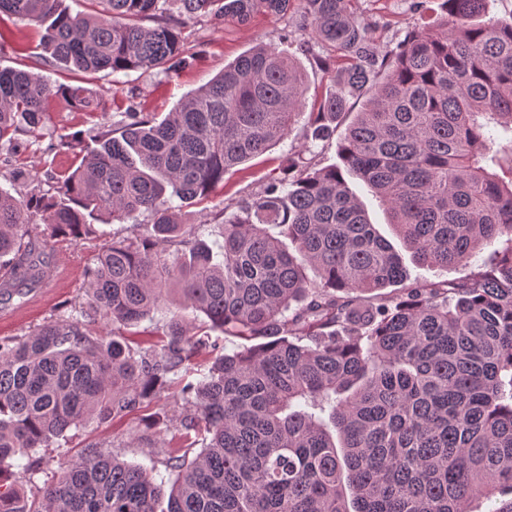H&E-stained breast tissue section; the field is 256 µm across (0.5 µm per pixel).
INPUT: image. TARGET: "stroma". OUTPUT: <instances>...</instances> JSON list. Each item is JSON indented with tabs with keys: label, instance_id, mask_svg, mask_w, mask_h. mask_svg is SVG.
Here are the masks:
<instances>
[{
	"label": "stroma",
	"instance_id": "35a3bbf8",
	"mask_svg": "<svg viewBox=\"0 0 512 512\" xmlns=\"http://www.w3.org/2000/svg\"><path fill=\"white\" fill-rule=\"evenodd\" d=\"M359 19L372 29L379 53L386 54L412 33L424 29L443 15L440 0H428L417 7L415 0H353ZM300 11L290 8L285 14L259 13L247 24L232 18L216 21L203 18L183 32V47L189 66L174 74L158 69L121 73L101 71L82 74L63 64L43 65L45 56L39 26L9 15L0 16V69L12 68L42 74L55 83L83 85L102 93L107 101V116L100 119L71 108L62 97L50 98L45 135L36 139L21 133L16 150H0V188L13 187V168L22 166L36 176L44 172H63L76 167L79 160L67 150L51 149L61 134L96 135L102 121L119 120L122 112L136 110L164 118L180 100L219 74L224 66L259 43L274 47L296 60L304 73L307 93L304 111H316L325 94L335 91L333 75L342 61L340 52L299 31ZM337 140L311 141L304 123H297L284 141L264 154L225 175L224 183L202 202L184 208L182 219L197 225L199 236L213 242L219 236L222 204H231L261 192L272 177L286 166L288 158L300 149H310L317 166L338 163ZM131 224H99L79 243L65 239L51 241L48 259L58 267L55 285H43L37 298L15 297L0 300V340L28 334L47 320L77 313L86 300L85 269L112 237L129 235ZM180 413L171 391L163 390L141 409L117 419L93 416L68 431L66 437L48 448L34 449L40 467L34 477L12 472L11 477L27 493H36L55 480L62 464L75 459L84 449L99 446L125 461L153 473H164L168 448L177 446L173 431L150 426V419L177 418Z\"/></svg>",
	"mask_w": 512,
	"mask_h": 512
}]
</instances>
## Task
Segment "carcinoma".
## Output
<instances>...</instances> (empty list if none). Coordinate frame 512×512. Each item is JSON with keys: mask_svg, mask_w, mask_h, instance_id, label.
Listing matches in <instances>:
<instances>
[{"mask_svg": "<svg viewBox=\"0 0 512 512\" xmlns=\"http://www.w3.org/2000/svg\"><path fill=\"white\" fill-rule=\"evenodd\" d=\"M59 2L0 0V14L46 25L45 51L77 71L170 74L186 64L188 22H245L284 13L290 0H95V16ZM300 2L299 30L346 52L340 91L306 120L312 140L331 139L349 100L367 96L338 155L416 261L446 269L495 240L504 247L461 281L410 283L341 168L301 153L235 203L221 239L201 240L181 220L184 205L303 116L301 68L264 44L160 122L130 110L92 146L59 135L56 146L80 148L81 162L46 174L52 192L23 167L13 172L22 198L0 190L1 297H23L50 275L51 240L78 242L98 220L149 221L98 252L78 316L0 342V512H512V179L484 152L496 131L512 134V24L472 23L485 0H443L437 25L384 56L350 0ZM59 95L106 115L91 88L0 70V146L16 147L20 132L44 136L46 103ZM171 291L244 343L228 352L190 335L177 313L163 344L143 350L86 328L134 327ZM203 351L201 378H168ZM174 383L188 444L167 455L170 490L99 450L31 500L3 478L36 471L17 458L91 413L133 412ZM194 436L202 448L192 457Z\"/></svg>", "mask_w": 512, "mask_h": 512, "instance_id": "obj_1", "label": "carcinoma"}]
</instances>
